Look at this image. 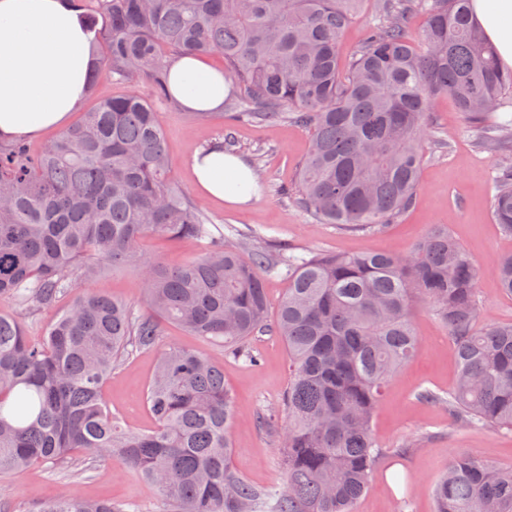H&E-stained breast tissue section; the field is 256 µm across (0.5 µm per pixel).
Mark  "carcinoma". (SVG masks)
Returning a JSON list of instances; mask_svg holds the SVG:
<instances>
[{"mask_svg": "<svg viewBox=\"0 0 512 512\" xmlns=\"http://www.w3.org/2000/svg\"><path fill=\"white\" fill-rule=\"evenodd\" d=\"M362 0H76L103 65L87 79L147 81L152 98L99 101L38 152L0 144V476L34 462L97 471L120 462L161 496L166 512H352L388 453L373 416L396 371L422 344L426 307L455 345L458 376L443 398L462 427L512 431V322L483 317L481 270L443 225L404 253L304 255L256 250L215 234L168 167L161 109L179 105L169 67L184 52L224 61L242 91L231 120L293 123L310 133L292 188L312 217L344 230H379L418 190L428 114L454 99L485 148L512 156V71L470 19L471 0H378L363 43L341 38ZM423 16L420 39L409 23ZM491 212L512 235V161L494 178ZM192 239L196 257L141 253L148 236ZM138 270L146 314L94 291L77 292L44 335L24 315L54 305L79 280ZM285 267L288 287L268 319L262 274ZM512 297V254L496 269ZM255 361L249 342L288 349L280 407L261 409L277 438L282 487H258L232 465L234 398L224 368L200 349L163 343V323ZM155 353L145 406L154 427L121 426L104 398L112 369ZM435 512H512V467L455 456L432 487ZM38 512H142L62 492Z\"/></svg>", "mask_w": 512, "mask_h": 512, "instance_id": "cac0c4a2", "label": "carcinoma"}]
</instances>
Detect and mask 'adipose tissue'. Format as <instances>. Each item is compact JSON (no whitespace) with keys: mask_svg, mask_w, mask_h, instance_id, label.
<instances>
[{"mask_svg":"<svg viewBox=\"0 0 512 512\" xmlns=\"http://www.w3.org/2000/svg\"><path fill=\"white\" fill-rule=\"evenodd\" d=\"M472 19L512 68V0H472ZM86 24L69 0H0V142L27 139L64 126L84 98L97 60ZM170 86L182 106L218 109L230 90L223 72L205 60L181 56ZM193 185L224 204L253 202L258 180L238 156L213 146L191 160Z\"/></svg>","mask_w":512,"mask_h":512,"instance_id":"ef3b65f1","label":"adipose tissue"}]
</instances>
